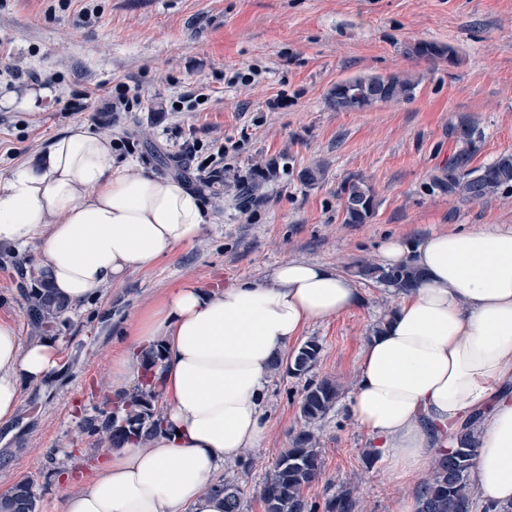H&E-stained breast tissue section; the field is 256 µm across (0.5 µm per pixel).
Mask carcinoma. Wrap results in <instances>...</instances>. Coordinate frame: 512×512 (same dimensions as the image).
Returning <instances> with one entry per match:
<instances>
[{
    "label": "carcinoma",
    "instance_id": "cac0c4a2",
    "mask_svg": "<svg viewBox=\"0 0 512 512\" xmlns=\"http://www.w3.org/2000/svg\"><path fill=\"white\" fill-rule=\"evenodd\" d=\"M409 51L422 59L446 58L450 64L457 58L452 47L433 42L420 41ZM416 89V81L408 75L356 77L336 85L330 93L329 105L338 112H352L357 103H368L378 97L385 103L409 102L414 99ZM448 136L454 139L456 150L448 159V166L432 177L430 192L477 202L512 189V153L499 156L485 167L472 166L481 138L470 118H459L450 126ZM341 197L342 223L367 224L375 215V191L364 178L350 177L341 190ZM353 269L356 277L398 294L414 287L420 278V271L411 264L386 268L359 260L353 264ZM22 293L32 333L51 336L65 326L71 306L54 294L42 274L24 281ZM162 349L158 344L146 351L144 384L126 393L122 410L103 412L81 422L82 433L95 438L99 447L110 451L131 443L143 445L161 431L163 414L156 408L155 401ZM320 351L317 341L306 342L293 356L291 373L297 377L308 374ZM342 388L338 380L328 377L310 380L305 385L299 403L305 427L294 435L291 446L280 453L259 487L265 512H317L318 505L305 495V489L317 481L322 472L319 440L311 426L335 408ZM456 441V448L435 457L432 470L416 493V512H473L477 493L469 475L478 455V440L472 424L467 423L460 429ZM212 491L224 496V512H242L244 489L239 483L223 480L214 485ZM359 509L352 487H340L324 502V512H359ZM0 512H36L30 482H17L10 496L0 498Z\"/></svg>",
    "mask_w": 512,
    "mask_h": 512
}]
</instances>
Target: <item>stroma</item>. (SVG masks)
<instances>
[{
	"label": "stroma",
	"instance_id": "obj_1",
	"mask_svg": "<svg viewBox=\"0 0 512 512\" xmlns=\"http://www.w3.org/2000/svg\"><path fill=\"white\" fill-rule=\"evenodd\" d=\"M419 41L452 46L456 63L407 55ZM253 67L261 83H231ZM6 68L23 78L0 77V175L82 125L116 142V163L182 180L212 217L195 243L73 307L53 339L55 371L42 385L22 387L14 419L0 425V486L31 482L37 512H56L70 487L67 472H89L102 460L79 423L110 409L112 364L130 325L173 283L228 287L262 279L291 258L346 274L355 261L378 262L391 237L416 245L438 232L512 226L511 191L470 202L427 190L455 151L448 128L460 117L481 135L474 166L512 152V0H70L65 8L58 0H0ZM30 72L47 83L27 80ZM392 73L416 81L411 102L330 108L337 82ZM120 83L138 86L141 109L108 110ZM193 87L209 89L208 101L172 111ZM79 95L86 111H70ZM222 146L229 149L222 176L202 188L200 167ZM318 164L323 179L301 182V172ZM353 175L376 194L367 224L341 218L340 190ZM242 180L249 188L241 192ZM20 285L18 271L0 264V318L12 320L26 344L33 335ZM357 286L361 306L308 324L290 344L293 352L303 341L320 344L308 378L284 365L270 375L263 446L225 463L224 479L245 485L242 512H264L259 486L304 425L299 400L309 378L338 379L344 390L314 427L323 470L306 496L321 504L346 483L357 489L360 512H404L413 501L416 484L389 473L348 410L369 330L399 302L365 281Z\"/></svg>",
	"mask_w": 512,
	"mask_h": 512
}]
</instances>
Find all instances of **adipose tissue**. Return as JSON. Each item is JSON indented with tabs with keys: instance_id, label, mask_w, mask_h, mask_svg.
Masks as SVG:
<instances>
[{
	"instance_id": "obj_1",
	"label": "adipose tissue",
	"mask_w": 512,
	"mask_h": 512,
	"mask_svg": "<svg viewBox=\"0 0 512 512\" xmlns=\"http://www.w3.org/2000/svg\"><path fill=\"white\" fill-rule=\"evenodd\" d=\"M210 221L181 182L115 163L111 142L83 126L0 176V244H36L46 279L73 305L195 242ZM379 262L413 264L421 277L362 352L353 417L390 474L414 479L481 416L470 482L485 503L512 502V227L440 232L414 249L392 237ZM361 301L350 277L303 259L260 281L168 288L131 324L108 389L116 398L141 383L144 353L162 344L164 428L112 451L58 512H224L212 487L224 462L266 438L275 359L309 323ZM57 364L52 342L21 345L0 319V425L13 419L21 385L42 383Z\"/></svg>"
}]
</instances>
